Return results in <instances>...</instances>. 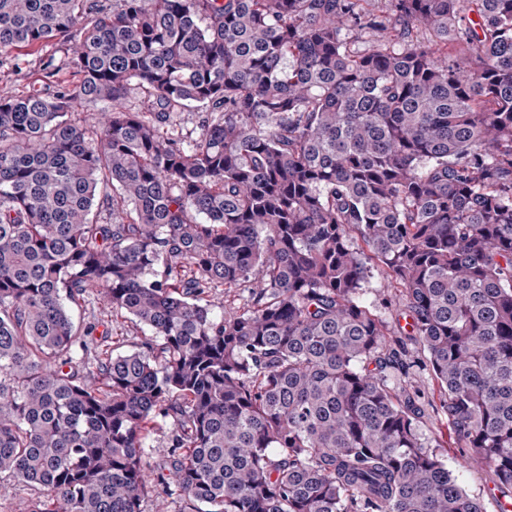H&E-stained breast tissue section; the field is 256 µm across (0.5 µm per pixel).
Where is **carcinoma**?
<instances>
[{"label": "carcinoma", "instance_id": "obj_1", "mask_svg": "<svg viewBox=\"0 0 512 512\" xmlns=\"http://www.w3.org/2000/svg\"><path fill=\"white\" fill-rule=\"evenodd\" d=\"M58 37L79 80L0 99L19 512H484L397 335L512 499V0H0V56ZM91 295L151 335L91 346L70 310ZM414 375H412V379H410L413 388L420 390L421 393H424L425 398L434 399L438 402V389L437 385L431 375L430 370L423 367L414 366L411 369ZM422 428L426 435L439 436L444 442H448L444 444V460L457 483L470 496L479 497L482 500L485 512H498L496 502L489 492L493 487V473L489 470L468 469L462 465L447 417L441 412L437 413L429 409L422 420Z\"/></svg>", "mask_w": 512, "mask_h": 512}]
</instances>
